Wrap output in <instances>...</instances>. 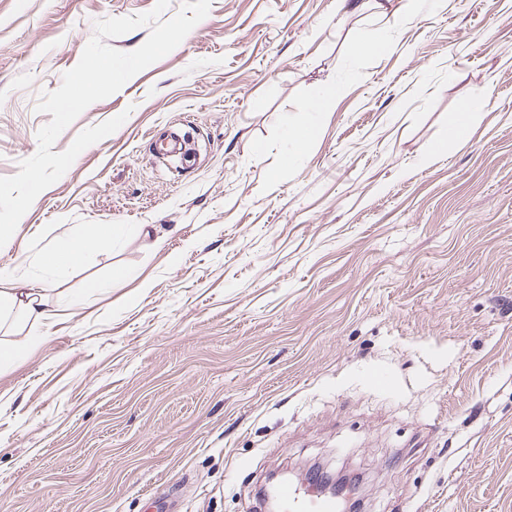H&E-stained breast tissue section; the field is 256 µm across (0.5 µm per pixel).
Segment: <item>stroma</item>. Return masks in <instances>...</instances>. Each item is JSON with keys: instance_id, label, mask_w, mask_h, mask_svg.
<instances>
[{"instance_id": "stroma-1", "label": "stroma", "mask_w": 512, "mask_h": 512, "mask_svg": "<svg viewBox=\"0 0 512 512\" xmlns=\"http://www.w3.org/2000/svg\"><path fill=\"white\" fill-rule=\"evenodd\" d=\"M155 2L0 0V177L95 21ZM391 3L212 0L58 137L128 115L0 248L52 314L0 370V512H263L314 459L361 476L363 512H512V0ZM171 130L190 168L156 154ZM88 224L129 231L39 264ZM121 224H88L81 233L62 232L49 241L40 251V263L53 271H63L97 254L112 237L123 235Z\"/></svg>"}]
</instances>
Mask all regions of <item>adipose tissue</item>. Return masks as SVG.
Segmentation results:
<instances>
[{
	"label": "adipose tissue",
	"instance_id": "ef3b65f1",
	"mask_svg": "<svg viewBox=\"0 0 512 512\" xmlns=\"http://www.w3.org/2000/svg\"><path fill=\"white\" fill-rule=\"evenodd\" d=\"M120 224H91L81 233H61L40 251V263L53 271H63L97 254L112 239L123 235ZM38 282L0 271V320L19 314L23 323L36 325L46 321L48 312L41 302Z\"/></svg>",
	"mask_w": 512,
	"mask_h": 512
}]
</instances>
